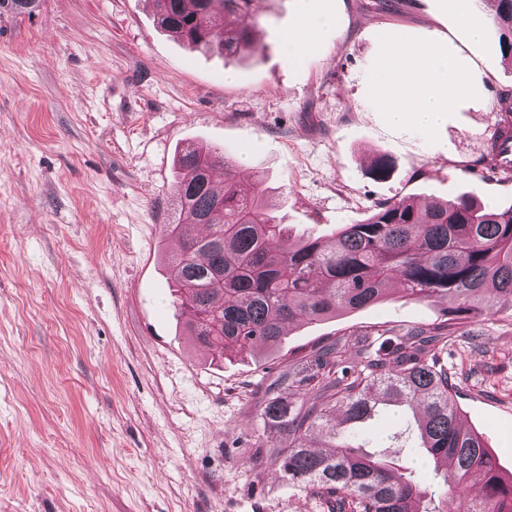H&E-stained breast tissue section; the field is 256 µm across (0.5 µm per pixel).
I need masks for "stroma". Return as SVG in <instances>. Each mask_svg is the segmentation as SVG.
Wrapping results in <instances>:
<instances>
[{
	"label": "stroma",
	"instance_id": "35a3bbf8",
	"mask_svg": "<svg viewBox=\"0 0 512 512\" xmlns=\"http://www.w3.org/2000/svg\"><path fill=\"white\" fill-rule=\"evenodd\" d=\"M311 0L335 16L289 59L299 0H254L248 58L189 48L154 0L0 8V512H324L258 461L265 389L292 352L443 306L391 299L294 326L276 356L221 359L172 305L164 226L174 157L223 148L266 180L293 235L328 238L392 198L470 191L511 203L483 168L490 114L512 93L496 38L470 42L447 0ZM457 47L480 76L433 134L391 124L369 87L386 35ZM394 161L375 178L376 157ZM444 356L466 427L512 473V310L466 326Z\"/></svg>",
	"mask_w": 512,
	"mask_h": 512
}]
</instances>
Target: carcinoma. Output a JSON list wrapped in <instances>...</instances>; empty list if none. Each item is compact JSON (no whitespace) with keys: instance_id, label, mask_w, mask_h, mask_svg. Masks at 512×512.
<instances>
[{"instance_id":"cac0c4a2","label":"carcinoma","mask_w":512,"mask_h":512,"mask_svg":"<svg viewBox=\"0 0 512 512\" xmlns=\"http://www.w3.org/2000/svg\"><path fill=\"white\" fill-rule=\"evenodd\" d=\"M253 0H155L157 21L190 44L224 55L255 50ZM490 33L512 64V0H494ZM179 219L166 225L176 251L169 279L192 313L193 339L228 357L277 350L295 323L375 306L398 294L447 305L431 326L389 327L379 346L342 336L289 361L265 391L259 416L267 456L282 478L328 512H512V474L499 473L484 437L462 426L457 386L443 363L470 320L512 310V205L472 195L416 202L393 198L332 240L292 239L268 209L263 180L244 190L232 158L193 146L178 157ZM223 180L214 179L216 170ZM292 389L293 397L280 388ZM411 413L424 462H395L406 447L365 451L362 424ZM476 484L483 495L470 498Z\"/></svg>"}]
</instances>
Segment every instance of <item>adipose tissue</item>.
I'll list each match as a JSON object with an SVG mask.
<instances>
[{
	"label": "adipose tissue",
	"mask_w": 512,
	"mask_h": 512,
	"mask_svg": "<svg viewBox=\"0 0 512 512\" xmlns=\"http://www.w3.org/2000/svg\"><path fill=\"white\" fill-rule=\"evenodd\" d=\"M334 16L314 13L303 0L298 19L285 38L289 56L297 57L316 45L322 26ZM477 78L461 53L438 40L416 41L398 33L386 40L374 71L371 92L392 123H415L431 133L451 107L473 94Z\"/></svg>",
	"instance_id": "obj_1"
}]
</instances>
